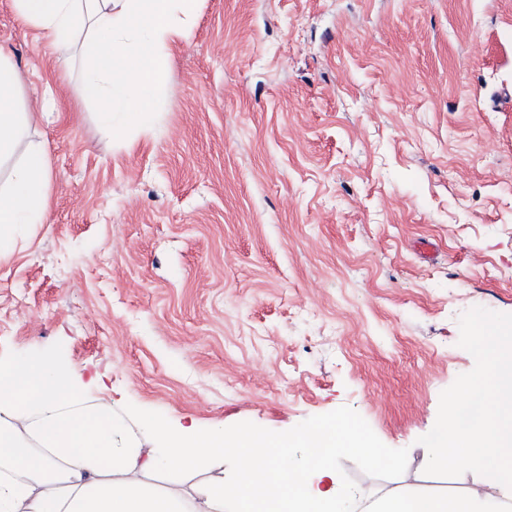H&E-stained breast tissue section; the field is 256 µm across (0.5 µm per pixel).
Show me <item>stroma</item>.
Masks as SVG:
<instances>
[{"mask_svg": "<svg viewBox=\"0 0 512 512\" xmlns=\"http://www.w3.org/2000/svg\"><path fill=\"white\" fill-rule=\"evenodd\" d=\"M0 47L51 174L45 223L0 257V358L104 386L142 447L168 424L301 435L346 414L402 473L340 454L373 500L459 494L422 459L482 319L512 327V0H199L145 130L73 107L58 60L0 0ZM232 455L159 488L194 496Z\"/></svg>", "mask_w": 512, "mask_h": 512, "instance_id": "35a3bbf8", "label": "stroma"}]
</instances>
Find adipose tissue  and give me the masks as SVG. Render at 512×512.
<instances>
[{
  "instance_id": "ef3b65f1",
  "label": "adipose tissue",
  "mask_w": 512,
  "mask_h": 512,
  "mask_svg": "<svg viewBox=\"0 0 512 512\" xmlns=\"http://www.w3.org/2000/svg\"><path fill=\"white\" fill-rule=\"evenodd\" d=\"M18 17L39 29L59 59L81 55L75 103H99L106 123L147 127L169 69V45L184 36L197 0H12ZM21 74L0 50V257L21 224L43 223L50 174ZM483 370L459 379L447 413L429 440L426 467L441 473L454 460L481 476L459 495L406 485L374 501L341 480L336 456L352 451L375 467L398 460L365 440L346 417L288 444L252 430L169 427L150 411L141 428L156 436L140 448L111 408L85 404L87 384L64 363L38 355L0 359V512H512V337L493 320L471 339ZM236 458V472L204 485L197 498L157 488V473L187 472Z\"/></svg>"
}]
</instances>
